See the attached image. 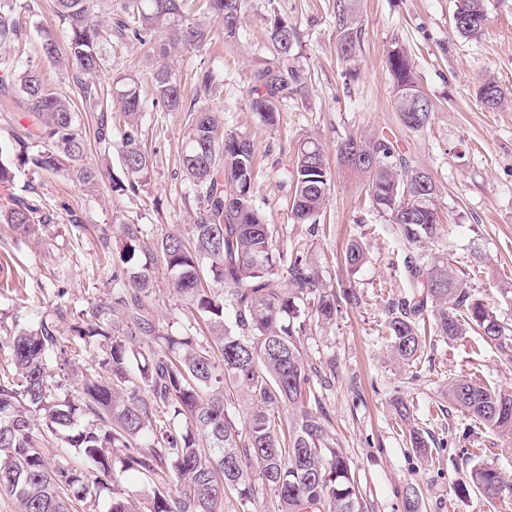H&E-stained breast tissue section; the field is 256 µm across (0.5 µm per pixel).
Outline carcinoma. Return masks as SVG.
<instances>
[{"label":"carcinoma","mask_w":512,"mask_h":512,"mask_svg":"<svg viewBox=\"0 0 512 512\" xmlns=\"http://www.w3.org/2000/svg\"><path fill=\"white\" fill-rule=\"evenodd\" d=\"M203 19L185 15L186 0H125L115 30L100 26L93 0H55V13L66 24L67 60L75 67L78 98L98 111H111L110 93L96 80L106 36H132L159 58L179 44L201 46L210 30L206 20L222 25L224 40L239 37L245 0H199ZM339 57L352 61L363 31L360 0H333ZM13 0H0V44L18 39ZM487 24L484 0H456L454 27L476 39ZM169 30V41L155 46V32ZM297 26L273 14L271 57L260 61L248 98L253 111L274 125L285 100L305 84L304 74L288 66L298 44ZM386 66L395 91L396 110L408 125L409 102L419 107L428 126L432 104L423 91L407 51H389ZM5 74L17 83L20 102L36 120V131L15 139L20 164L46 171L66 170L84 191L100 190L102 173L84 161L87 145L75 120L73 100L51 91L29 57L15 56ZM157 100L170 112L183 110L184 85L162 62L152 73ZM215 84L210 71L194 76V105L180 165L202 213L189 237L168 233L154 246L141 243L139 225L126 223L119 258L123 277L115 289L138 336H112L104 344L106 373L77 372L70 353L87 352L103 335L97 322L74 329L68 344L58 326L42 321L31 329L16 324L0 338L8 361L0 381V492L18 512H224V498L235 493L252 501L273 492L274 512H366V504L330 430L305 361L300 334L306 321L329 322L336 313V293L323 288L308 258L290 256L273 244L271 225L253 203L258 174L255 149L247 138L224 130L219 113L201 99ZM478 96L495 110L505 101L497 82L488 80ZM117 115L104 116L96 130L105 141L120 129L127 181L112 180L111 191L136 192L151 158L142 149L137 87L126 85ZM45 139L44 149L28 154L29 141ZM375 165L357 171L365 176L369 199L412 246L405 257L408 291L388 310L390 352L410 365L424 352L427 330L447 340L469 332L504 352H512V325L472 293L464 273L448 257L427 254L421 245L439 237L436 206L439 187L426 171L413 168L397 142L384 135L342 141ZM290 187L296 224L316 225L333 174L324 147L315 137L299 142L289 166L279 171ZM412 206L402 207L405 195ZM18 200L0 211V223L21 235L46 219ZM353 271L367 263L356 239L343 253ZM161 259L171 287L195 313L198 328L209 336H166L146 308L153 292V265ZM59 363L62 375L51 370ZM75 393L60 397L69 377ZM251 397L244 428L226 409L230 389ZM448 399L483 426L512 436V392L496 391L466 378L448 383ZM50 434L62 461L50 464ZM473 486L487 499L512 493V482L490 466L472 472Z\"/></svg>","instance_id":"cac0c4a2"}]
</instances>
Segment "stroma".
I'll use <instances>...</instances> for the list:
<instances>
[{
  "label": "stroma",
  "instance_id": "1",
  "mask_svg": "<svg viewBox=\"0 0 512 512\" xmlns=\"http://www.w3.org/2000/svg\"><path fill=\"white\" fill-rule=\"evenodd\" d=\"M485 5L487 30L469 41L455 31V0H361V49L349 63L336 51L332 0H247L238 40L225 41L216 24L207 45L182 48L173 57L183 82L202 68L215 74L217 86L207 105L220 111L225 130L252 140L259 170L254 204L280 248L307 255L329 288L352 287L358 293V303L342 307L332 323L311 325L301 346L368 512H512V496L488 500L471 482L472 471L484 465L512 480V438L476 423L448 401V382L458 376L512 390V358L468 334L453 341L432 338L410 366L390 359L385 322L390 302L406 291L407 248L366 198L363 174L335 162L346 136L383 134L397 141L409 163L427 170L440 189L444 226L428 252L452 254L476 295L501 321L512 323V101L492 111L476 95L487 78L512 92V0H485ZM275 13L299 30L289 63L305 72L307 83L270 125L252 110L247 89L259 60L269 55L267 31ZM14 17L19 39L0 44V59L25 50L54 91L74 98L75 68L60 67L41 51L45 33H52L58 46L67 42L54 0H16ZM398 45L411 56L433 104L431 123L421 131L405 127L395 108L386 57ZM153 64L136 41L116 36L105 46V86L116 96L126 79H134L144 103L141 145L152 165L137 192L117 195L105 183L90 195L63 171H30L14 184L0 185V209L22 198L51 217L29 235L0 224V259L7 262L8 279L19 283L0 293V336L13 332L16 322L34 324L46 317L69 337L73 325L98 307L105 311L104 332H127L125 309L112 294V276L122 270L120 225L139 224L149 245L173 231L189 234L200 205L179 162L188 115L158 103ZM74 109L88 139V160L104 175L126 180L120 136L97 140L99 113L79 103ZM308 136L320 138L334 162L313 236L306 225L294 223L288 189L275 174ZM73 212L82 216V227L70 223ZM353 237L369 252L355 272L342 261ZM154 281L148 308L156 323L163 333L191 335L194 315L170 290L163 264H156ZM401 402L409 407V418L400 416ZM413 427L426 438V453L407 443ZM412 487L419 495L414 511L407 502Z\"/></svg>",
  "mask_w": 512,
  "mask_h": 512
}]
</instances>
